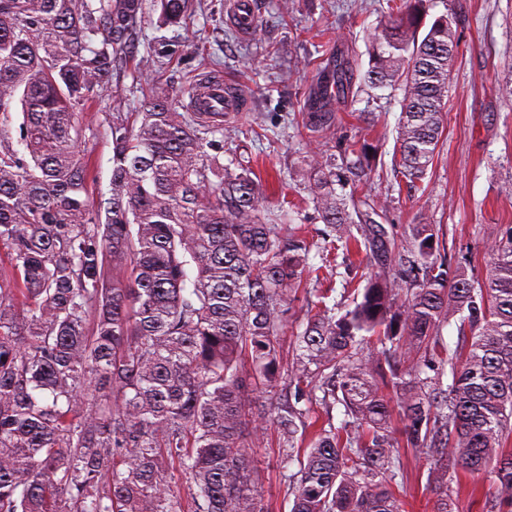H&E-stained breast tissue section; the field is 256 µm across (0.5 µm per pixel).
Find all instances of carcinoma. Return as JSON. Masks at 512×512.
<instances>
[{"label":"carcinoma","mask_w":512,"mask_h":512,"mask_svg":"<svg viewBox=\"0 0 512 512\" xmlns=\"http://www.w3.org/2000/svg\"><path fill=\"white\" fill-rule=\"evenodd\" d=\"M388 2L362 81L402 92L394 174L413 184L442 136L459 17ZM155 3L156 28H190V0ZM144 23V0H0V512H272L248 455L271 422L298 463L291 512H409L404 446L431 458L432 512H454L461 471L485 512H512V227L482 276L423 214L395 235L385 204L355 196L377 151L337 139L336 113H302L326 155L306 188L330 247L351 279L354 255L377 272L340 316L306 289L315 313L283 363L312 243L250 164H224V113L180 112L143 82L178 45L128 73L141 96L106 113L110 195L90 201L78 113ZM324 81L343 95L355 73L340 56ZM282 380L287 399L253 406Z\"/></svg>","instance_id":"carcinoma-1"}]
</instances>
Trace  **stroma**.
I'll return each instance as SVG.
<instances>
[{
	"instance_id": "stroma-1",
	"label": "stroma",
	"mask_w": 512,
	"mask_h": 512,
	"mask_svg": "<svg viewBox=\"0 0 512 512\" xmlns=\"http://www.w3.org/2000/svg\"><path fill=\"white\" fill-rule=\"evenodd\" d=\"M280 0H253L255 27L241 36L229 14L228 0H192L193 28L166 30L183 52L153 69L148 78L186 111L188 87L210 74L223 75L238 86L242 112L224 123V144L257 158L260 173H279L284 185L303 186V159H322L318 140L300 139L291 122L315 109L317 78L335 52L368 63V40L386 0H290L287 17H279ZM460 16L459 46L448 84L447 120L432 170L417 189L398 186L390 166L402 94L391 89L356 88L328 100L324 111L339 118L337 135L376 144L381 162L372 171L365 192L384 201L386 221L397 231L426 214L440 224L447 252L469 258L484 273L488 244L512 226V100L501 98L498 86L512 75V0H435L434 13ZM112 101L80 116L85 147L94 163L88 182L91 198L107 193L111 145L103 132ZM371 113L363 122L362 113ZM275 433L256 444L251 459L264 475L261 493L274 512H289L288 473L275 445ZM409 479L406 492L415 512H430L426 489L430 463L412 449L402 451Z\"/></svg>"
}]
</instances>
